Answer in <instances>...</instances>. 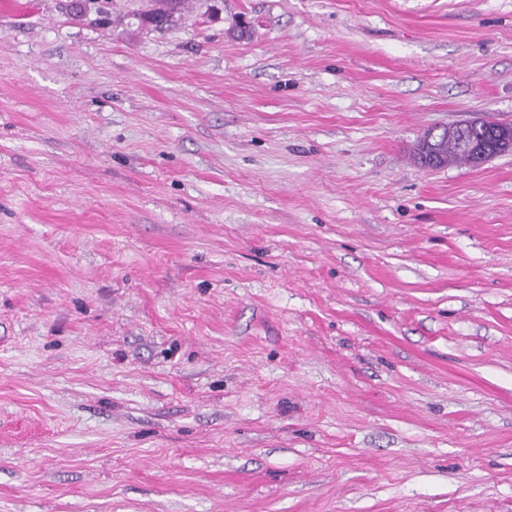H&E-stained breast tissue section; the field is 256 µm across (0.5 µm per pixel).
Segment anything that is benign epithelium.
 I'll return each instance as SVG.
<instances>
[{
  "label": "benign epithelium",
  "instance_id": "7a95c632",
  "mask_svg": "<svg viewBox=\"0 0 512 512\" xmlns=\"http://www.w3.org/2000/svg\"><path fill=\"white\" fill-rule=\"evenodd\" d=\"M439 140H455L471 155L472 161L480 165L494 157L497 151L512 146V124L498 123L486 130L479 117L433 130L426 138V145Z\"/></svg>",
  "mask_w": 512,
  "mask_h": 512
}]
</instances>
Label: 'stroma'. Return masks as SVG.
<instances>
[{
	"instance_id": "1",
	"label": "stroma",
	"mask_w": 512,
	"mask_h": 512,
	"mask_svg": "<svg viewBox=\"0 0 512 512\" xmlns=\"http://www.w3.org/2000/svg\"><path fill=\"white\" fill-rule=\"evenodd\" d=\"M0 11V512H512V0ZM156 2L158 7L141 14L142 21L155 28L170 25L174 21V14L178 11L182 0H157ZM482 125V119L474 117L439 130L434 129L425 141L426 132L416 145L414 155L417 162L421 161V156L419 158L417 156L424 150L425 142L427 150L434 141L456 140L470 153L474 165H480L494 157L498 150L508 149L512 146V124L498 122L486 133L485 127L483 128Z\"/></svg>"
}]
</instances>
